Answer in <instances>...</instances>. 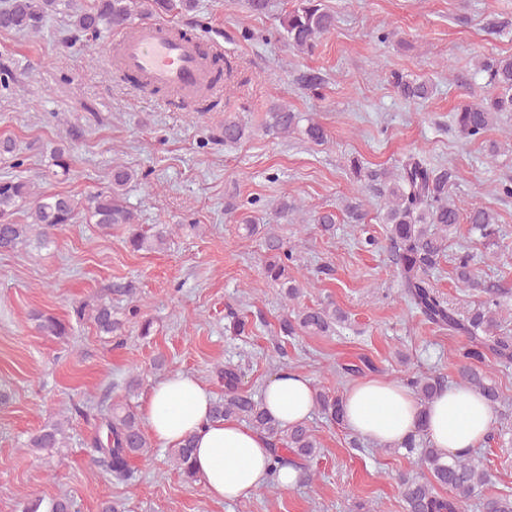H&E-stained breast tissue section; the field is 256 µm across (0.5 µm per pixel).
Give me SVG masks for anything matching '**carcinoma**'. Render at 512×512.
I'll return each mask as SVG.
<instances>
[{
    "label": "carcinoma",
    "instance_id": "obj_1",
    "mask_svg": "<svg viewBox=\"0 0 512 512\" xmlns=\"http://www.w3.org/2000/svg\"><path fill=\"white\" fill-rule=\"evenodd\" d=\"M67 6L69 0H0V31L37 32L50 15ZM194 8V0H94L90 8L74 12L69 35L63 43L67 46L71 41H79L88 45L104 29H124L138 20L179 15ZM335 27L336 15L323 7L321 0H293L292 8L279 18L280 37L289 48L300 53L313 52L318 39ZM474 75L485 81L487 94L476 102L459 105L453 117L456 132L468 141L481 139L503 113L512 112V55L478 59ZM387 82L406 101L425 100L432 91L427 81L397 71L390 73ZM265 130L276 136L298 133L317 145L327 139L323 125L304 118L286 105L275 106L268 112ZM218 137L226 145L238 144L248 137L247 126L226 119L218 126ZM72 164L68 150L53 151L54 176H69ZM350 170L359 187L374 188L384 200L380 221L387 225L403 298L425 322L465 337L458 385L479 394L490 410L496 411L502 396L485 363L490 357L498 364L512 362V341L504 335L500 321L504 298L512 290L481 279L474 268L475 255L467 248L458 250L453 258L456 280L461 288L483 293V301L464 316L430 284V277L447 249L448 238L461 221L459 211L451 202L457 171L445 165L431 167L418 157L408 159L393 175L372 171L357 158L350 160ZM133 178L129 170L113 169L110 185L88 197L86 211L91 223L103 231L112 229L114 224L126 225L128 243L133 250H160L167 240V228L152 233L143 230L136 224L135 214L124 205L126 186ZM21 210L26 212L24 224L13 221V215ZM75 218L76 205L71 196L38 193L29 182L15 176L0 178V251H14L31 244L48 247L53 243L54 232L74 223ZM466 223L484 248L496 245L500 228L493 212L482 206L473 207L466 215ZM275 250L278 255L265 265V277L284 290L286 299L294 301L302 296L303 288L288 278V267L295 262L293 251L279 246ZM74 316L78 321L90 319L100 333L109 336L121 334L123 328L122 320L112 313V304L103 299L75 307ZM36 317L46 335L57 338L69 335L70 324L65 321L41 313ZM343 321L345 315L334 303H322L281 319L279 335L321 336ZM216 376L224 384V396L212 402L210 417L247 422L269 439L273 450L272 471L294 465L301 469V481L312 482L309 463L319 455L320 445L307 424L283 427L269 416L261 401L241 390L240 368L230 364L218 366ZM406 384L422 406L431 403L447 387L444 378L432 375L409 376ZM314 405L331 419L342 421L341 396L316 391ZM68 424L66 417L44 426L29 439L27 447L37 450L68 447ZM421 436L423 431L419 429L397 446L417 456L427 471V476L421 479L402 480L405 512H462L471 505L479 512H512L511 495L477 497L479 489L488 481V473L473 455L447 456L430 444L423 445ZM90 447L94 464L105 467L115 479L127 483L135 478L131 460L148 456L153 444L137 410L127 402L115 401L99 410ZM193 452L190 439L170 449L171 462L188 483L198 481L192 464ZM42 504V499H32L23 512H76V504L68 496L51 500L45 508Z\"/></svg>",
    "mask_w": 512,
    "mask_h": 512
}]
</instances>
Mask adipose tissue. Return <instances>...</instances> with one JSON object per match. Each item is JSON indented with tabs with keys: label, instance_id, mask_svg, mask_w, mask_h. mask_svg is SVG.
<instances>
[{
	"label": "adipose tissue",
	"instance_id": "obj_1",
	"mask_svg": "<svg viewBox=\"0 0 512 512\" xmlns=\"http://www.w3.org/2000/svg\"><path fill=\"white\" fill-rule=\"evenodd\" d=\"M212 393L192 376L177 372L158 382L141 407L146 429L164 448L192 439L194 466L212 500L235 501L266 487L271 467L267 439L232 420H213ZM263 403L271 417L288 426L304 421L313 409L311 379L284 369L267 384ZM346 428L372 443L395 446L423 430L433 447L458 455L484 443L491 411L471 390L453 386L420 406L403 383L371 376L352 383L343 394Z\"/></svg>",
	"mask_w": 512,
	"mask_h": 512
}]
</instances>
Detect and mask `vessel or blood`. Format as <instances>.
Segmentation results:
<instances>
[{"label": "vessel or blood", "instance_id": "1", "mask_svg": "<svg viewBox=\"0 0 512 512\" xmlns=\"http://www.w3.org/2000/svg\"><path fill=\"white\" fill-rule=\"evenodd\" d=\"M113 60L144 83L187 102L203 93L218 97L224 91L223 84L212 77L203 48L182 39L168 24L147 21L133 25L115 39Z\"/></svg>", "mask_w": 512, "mask_h": 512}]
</instances>
